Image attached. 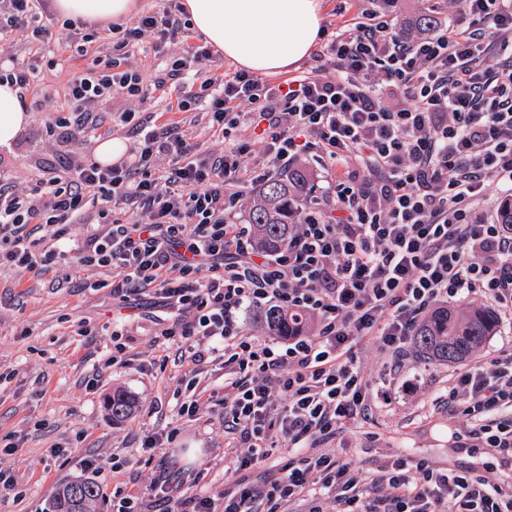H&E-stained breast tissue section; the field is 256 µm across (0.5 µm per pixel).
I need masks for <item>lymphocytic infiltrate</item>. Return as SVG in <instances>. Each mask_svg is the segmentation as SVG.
I'll list each match as a JSON object with an SVG mask.
<instances>
[{
    "instance_id": "1",
    "label": "lymphocytic infiltrate",
    "mask_w": 512,
    "mask_h": 512,
    "mask_svg": "<svg viewBox=\"0 0 512 512\" xmlns=\"http://www.w3.org/2000/svg\"><path fill=\"white\" fill-rule=\"evenodd\" d=\"M452 4L453 20L419 37L382 7L362 9L332 34L319 66L275 84L243 71L217 82L200 67L210 49L186 46L167 77L194 75L179 106L206 103L212 128L231 136L223 152L155 127L123 163L72 156L44 167L27 194L0 186V266L56 258L52 249L35 254L27 225L59 239L67 225L89 224L73 249L77 264L119 268L120 299L153 290L159 336L191 364L224 371V471L236 480L219 503L158 480V512H258L259 500L266 512L293 501L323 512L327 499L335 512H512L511 351L456 372L442 398L468 422L458 448L486 449L498 480L423 459L365 476L322 451L372 408L354 354L362 339H377L398 370L436 305L479 295L512 321V230L474 207L491 188L512 191V0ZM54 19L49 0H0V35L44 32ZM148 33L162 45L188 28L172 10L145 13L102 56L88 50L95 33L71 29L69 43L88 63L70 74L60 137L95 132L113 99L141 95L140 74L122 63ZM257 139L265 175L302 158L332 174L322 195L334 209L306 205L297 234L274 255L253 249L232 190ZM155 154L171 167L150 170ZM122 204L132 217H117ZM261 306L316 313L318 332L284 346L253 336L243 316ZM272 448L290 454L282 476L261 487L242 479Z\"/></svg>"
}]
</instances>
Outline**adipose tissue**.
Wrapping results in <instances>:
<instances>
[{"label": "adipose tissue", "instance_id": "obj_1", "mask_svg": "<svg viewBox=\"0 0 512 512\" xmlns=\"http://www.w3.org/2000/svg\"><path fill=\"white\" fill-rule=\"evenodd\" d=\"M322 0H183L195 32L239 68L274 76L298 68L321 38ZM71 19H121L134 0H55ZM28 123L17 88L0 85V146H10Z\"/></svg>", "mask_w": 512, "mask_h": 512}]
</instances>
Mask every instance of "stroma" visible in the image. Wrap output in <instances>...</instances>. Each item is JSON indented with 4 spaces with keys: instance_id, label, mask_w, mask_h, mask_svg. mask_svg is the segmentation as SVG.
I'll list each match as a JSON object with an SVG mask.
<instances>
[{
    "instance_id": "obj_1",
    "label": "stroma",
    "mask_w": 512,
    "mask_h": 512,
    "mask_svg": "<svg viewBox=\"0 0 512 512\" xmlns=\"http://www.w3.org/2000/svg\"><path fill=\"white\" fill-rule=\"evenodd\" d=\"M66 34L57 22L48 34H16L0 42L1 49L19 59L28 58L31 49L41 50L39 83L50 94L39 107L25 96L29 122L11 149L0 148V177L24 193L35 184L36 161L54 164L65 153L93 155L102 138H122L131 148L138 142L131 127L120 123L105 125L99 137L79 135L65 145L48 137L47 126L65 106L66 72L82 63L65 52ZM154 42L153 35H145L127 64L144 79L143 99L129 105L117 99L113 109L132 107L138 118L178 127L192 142L221 152L224 138L208 128L201 110L178 109L182 86L191 83V76L179 85L154 88V79L167 72L183 45L175 42L160 52ZM118 278L116 268L80 267L68 257L31 270L0 268V438L14 442L13 449L0 447V468L16 479L13 490L0 492V512H46L61 483L84 479L82 465L90 458L122 463L117 471H105L95 512H112L116 489L138 495L143 512H156L153 483L182 465L199 475L193 495L220 498L224 423L221 405L208 395L223 394L224 372L213 366L196 369L181 360L175 346L158 342L157 327L143 310L148 294L121 303L112 295ZM119 313L127 321L129 363L124 367L110 362L112 318ZM356 357L371 391L390 390L392 400L370 420L346 425L325 444V452L350 460L367 474L404 456L455 471L481 467L483 454L460 452L453 443L467 426L465 418L435 403L456 365L424 360L412 349L403 370L395 372L375 342L359 347ZM194 377L208 395L196 415L183 416L180 404ZM117 390L138 402L134 415L121 422L112 421L105 408L106 398ZM172 429L183 448L179 457L158 449L151 457L136 458L142 440Z\"/></svg>"
}]
</instances>
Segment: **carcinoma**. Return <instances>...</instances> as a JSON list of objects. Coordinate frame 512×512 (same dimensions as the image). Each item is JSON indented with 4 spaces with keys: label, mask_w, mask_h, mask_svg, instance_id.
Masks as SVG:
<instances>
[{
    "label": "carcinoma",
    "mask_w": 512,
    "mask_h": 512,
    "mask_svg": "<svg viewBox=\"0 0 512 512\" xmlns=\"http://www.w3.org/2000/svg\"><path fill=\"white\" fill-rule=\"evenodd\" d=\"M309 174L304 168L263 183L248 208L253 241L257 248L276 252L288 244L297 230L296 218L307 199ZM256 322L273 336H300L305 321L275 308L260 309ZM499 326L497 315L484 307H471L458 313L448 307L430 314L417 328L414 345L420 354L434 362L458 363L472 355ZM107 406L112 419L120 421L132 415L135 400L125 392H115ZM98 497L97 486L89 481H72L63 485L54 497L49 512H91Z\"/></svg>",
    "instance_id": "cac0c4a2"
}]
</instances>
